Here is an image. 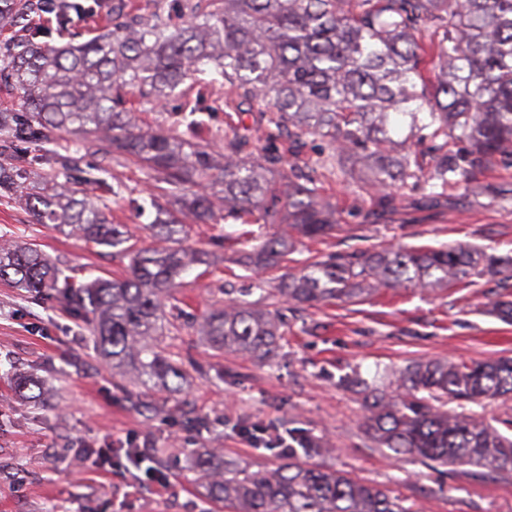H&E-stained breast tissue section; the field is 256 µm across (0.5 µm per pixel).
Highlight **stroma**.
<instances>
[{"label": "stroma", "instance_id": "obj_1", "mask_svg": "<svg viewBox=\"0 0 512 512\" xmlns=\"http://www.w3.org/2000/svg\"><path fill=\"white\" fill-rule=\"evenodd\" d=\"M111 3L98 0L94 13L72 15L63 32L54 14H30L24 29L0 30V56L25 30L40 42H83L111 27ZM134 113L142 128L162 126L194 142L218 143L226 127L223 92L200 83L187 98L140 103ZM191 114L202 127L189 126ZM106 180L120 187L110 204L115 223L139 246L152 245L154 182L133 163L113 168ZM322 188L341 227L324 240L297 242L295 259L381 246L461 244L512 252V168L479 174L469 192L452 191L436 201L418 188L397 190L393 212L374 207L360 184L329 176ZM240 230L221 222L186 225L187 245L214 252L217 262L184 276L176 305L198 316L228 297H244L252 274L239 264ZM0 236L38 244L79 281L118 276L128 265L111 248L36 223L7 198H0ZM498 294L494 283L476 277L468 287L436 295L390 290L362 302L290 310L288 331L265 361L214 351L193 328L182 327L164 343L204 372L190 374L176 394H154L157 410L145 416L121 392L120 378L98 357L82 322L45 297L0 283V512H224L195 477V451H209L219 469L231 461L273 470L283 461L278 453L251 447L239 433L244 425L269 436L287 425L325 441L331 453L314 457V464L394 491L411 512H512V476L480 478L469 466L397 459L376 447L366 432L364 395L346 384L359 377L391 390L399 370L414 361L512 357V321L488 310ZM19 373L47 380L41 404L15 394ZM196 415L208 419V428L190 425ZM90 448L109 449L110 455L86 458ZM129 448L156 457L165 489L130 494L138 472L125 455Z\"/></svg>", "mask_w": 512, "mask_h": 512}]
</instances>
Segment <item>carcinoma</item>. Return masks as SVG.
<instances>
[{"mask_svg": "<svg viewBox=\"0 0 512 512\" xmlns=\"http://www.w3.org/2000/svg\"><path fill=\"white\" fill-rule=\"evenodd\" d=\"M169 15H132L112 5V28L80 43L19 39L3 60L21 92L23 112L0 113L9 144L73 135L74 152L100 155L83 183L119 196L101 174L133 160L160 185L149 224L156 245L136 248L106 207L59 182L50 192L23 185L35 159L13 153L0 163V197L20 201L40 224L80 234L127 258L128 273L74 284L31 243L0 242V281L42 294L80 319L114 373L133 374L140 403L149 393L180 390L182 364L159 343L178 316L166 309L183 273L211 266L210 254L182 245L185 220L217 218L257 226L241 236L260 241L245 267L282 268L295 238L317 239L338 227L336 205L320 194L318 170L376 191L393 211L391 189H467L475 173L512 167V0H176ZM56 10L66 26L81 0H0V27ZM224 88L228 118L222 146L191 142L135 123L131 98L161 102L183 96L199 76ZM254 115L263 146L252 161V130L234 117ZM310 137L326 143L313 161L299 159ZM457 150H448V142ZM473 276L512 287V255L448 245L380 248L315 256L281 277L286 302L320 306L355 302L386 290L430 294ZM283 315L233 300L208 310L197 332L216 351L254 360L279 349ZM390 394L372 386L364 398L366 429L380 448L440 465L475 467L489 478L512 474V438L461 411L464 405L512 399V357L454 364L414 361ZM45 381L20 377L27 399ZM457 403L460 410L448 408ZM317 439L288 429V462L273 471H216L195 452L197 478L224 512H410L401 498L349 475L310 466L324 455Z\"/></svg>", "mask_w": 512, "mask_h": 512, "instance_id": "obj_1", "label": "carcinoma"}]
</instances>
